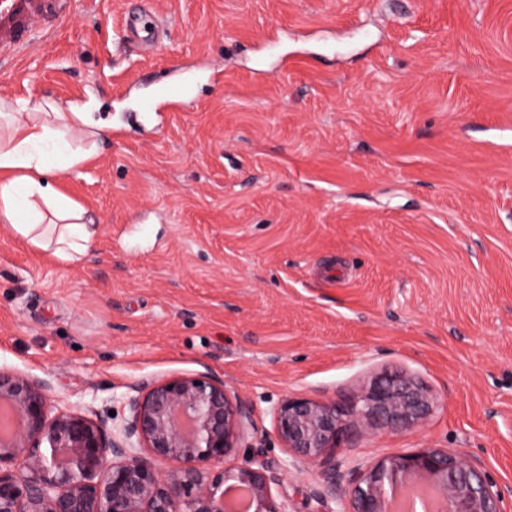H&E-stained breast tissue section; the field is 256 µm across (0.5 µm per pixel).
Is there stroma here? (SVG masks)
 Wrapping results in <instances>:
<instances>
[{"mask_svg":"<svg viewBox=\"0 0 512 512\" xmlns=\"http://www.w3.org/2000/svg\"><path fill=\"white\" fill-rule=\"evenodd\" d=\"M60 4L0 53V98L95 99L112 130L58 177L100 235L64 262L0 225V368L110 424L131 385L220 379L295 512L419 448L512 491V0ZM146 9L154 53L122 37ZM384 372L427 419L287 469L273 406Z\"/></svg>","mask_w":512,"mask_h":512,"instance_id":"35a3bbf8","label":"stroma"}]
</instances>
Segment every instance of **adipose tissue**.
Masks as SVG:
<instances>
[{"label": "adipose tissue", "instance_id": "1", "mask_svg": "<svg viewBox=\"0 0 512 512\" xmlns=\"http://www.w3.org/2000/svg\"><path fill=\"white\" fill-rule=\"evenodd\" d=\"M93 123L89 104L31 106L0 100V224L34 247L64 261L79 260L97 241V226L62 195L54 173L81 166L92 155L83 144Z\"/></svg>", "mask_w": 512, "mask_h": 512}]
</instances>
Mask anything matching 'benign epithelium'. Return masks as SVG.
<instances>
[{
	"label": "benign epithelium",
	"mask_w": 512,
	"mask_h": 512,
	"mask_svg": "<svg viewBox=\"0 0 512 512\" xmlns=\"http://www.w3.org/2000/svg\"><path fill=\"white\" fill-rule=\"evenodd\" d=\"M129 415L107 429L102 419L52 404L45 385L0 370V512H224L232 491L247 493L246 512H292L276 500L267 465L227 458L254 429L250 408L204 374L130 387ZM431 399L413 377L382 373L345 405L282 399L272 408L289 464H317L348 448L358 425L396 430L423 422ZM160 464L178 468L164 474ZM430 491L432 512H506L505 493L473 461L441 448L385 457L342 487L328 477L318 499L345 512H392L394 493Z\"/></svg>",
	"instance_id": "benign-epithelium-1"
}]
</instances>
